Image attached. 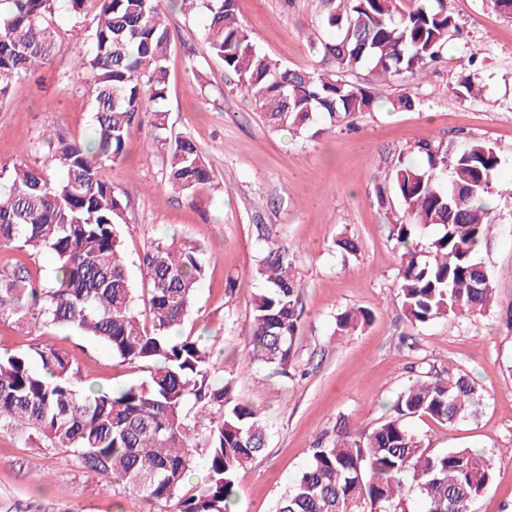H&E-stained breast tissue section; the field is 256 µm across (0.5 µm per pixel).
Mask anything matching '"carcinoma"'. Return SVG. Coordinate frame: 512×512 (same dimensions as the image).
Returning <instances> with one entry per match:
<instances>
[{
  "label": "carcinoma",
  "instance_id": "carcinoma-1",
  "mask_svg": "<svg viewBox=\"0 0 512 512\" xmlns=\"http://www.w3.org/2000/svg\"><path fill=\"white\" fill-rule=\"evenodd\" d=\"M320 5L321 34L308 41L320 68L311 72L261 50L239 21L236 0H0V106L61 49L55 14L94 12L90 49L76 66L91 76L96 131L90 144L68 136L48 142L52 171L31 165L27 149L0 170V248L47 252L55 261L50 282L23 263L0 267V316H16L33 335L28 350L0 354V431L43 440L115 484L173 505V512L235 509L238 472L266 447L271 426L239 401L212 346L179 331L206 276L205 249L173 238L143 251L142 314L122 250L127 203L102 169L123 161L134 123L150 111L171 189L213 183L196 143L169 137L167 112L154 108L168 86L167 6L203 13L210 55L237 78L269 127L314 137L352 125L378 103L370 87L344 74L368 68L385 80L403 70L424 73L460 29L447 0ZM413 152L421 163L400 160L390 174L399 205L389 239L399 252L401 307L414 327L480 315L495 293L494 275L477 253L490 226L486 199L501 191V158L480 140L456 150L419 142ZM430 226L436 234L428 246H413L417 230ZM258 234L272 247L254 272L260 287L247 365L287 378L301 283L288 249L268 230ZM371 319L367 310H345L336 316V333L348 336ZM56 327L95 337L145 377L115 389L86 381L66 351L42 339ZM479 398L465 375L425 372L375 427L342 430L336 441L312 449L277 512H473L492 480L491 460L469 448L436 452L409 422L451 423ZM203 414L211 415L206 427L198 425ZM199 468L204 481L183 492Z\"/></svg>",
  "mask_w": 512,
  "mask_h": 512
}]
</instances>
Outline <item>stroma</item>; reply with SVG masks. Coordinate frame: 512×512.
<instances>
[{
    "instance_id": "1",
    "label": "stroma",
    "mask_w": 512,
    "mask_h": 512,
    "mask_svg": "<svg viewBox=\"0 0 512 512\" xmlns=\"http://www.w3.org/2000/svg\"><path fill=\"white\" fill-rule=\"evenodd\" d=\"M461 33L426 75L403 72L388 83L368 70L350 81L371 85L382 106L354 127L310 138L272 131L240 92L201 37V15L171 10L165 106L175 135L192 138L213 172L211 186L174 192L163 152L149 121L132 130L122 163L105 177L127 201L121 227L124 260L141 286L139 257L156 240L176 234L206 248L208 270L184 329L208 337L233 375L241 401L257 407L271 426L265 450L237 476L236 512H275L280 494L307 463L312 448L331 442L339 424L370 429L419 372L468 375L481 401L448 426L424 418L413 428L434 450L474 448L494 463L493 479L475 512H512V197H495L492 225L479 256L493 272L494 302L485 314L440 319L412 327L395 283L397 258L388 238L394 211L379 205L398 155L420 141L460 144L481 140L502 159L500 178L512 181V18L491 0H448ZM238 17L257 45L291 67L317 68L302 35L318 27V0H238ZM88 19L55 16L64 51L21 80L0 107V167L21 148L44 163L46 142L64 133L93 137L90 77L73 60L89 49ZM476 75L483 88L463 99L460 83ZM407 90L413 110L388 103ZM294 252L302 284V319L295 341V376L268 377L244 368L251 329L253 275L264 254L258 226ZM356 239L358 251L337 248ZM370 311L355 333H335L336 316ZM51 343L67 351L82 374L105 385L136 381L138 369L119 364L111 350L70 330L54 329ZM0 512H166L164 505L88 475L66 453L41 440L0 432Z\"/></svg>"
}]
</instances>
